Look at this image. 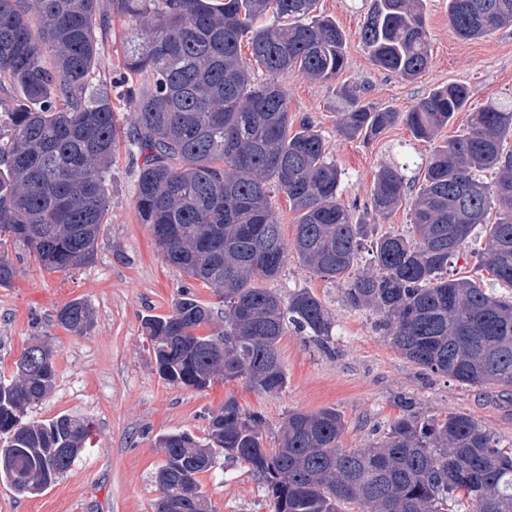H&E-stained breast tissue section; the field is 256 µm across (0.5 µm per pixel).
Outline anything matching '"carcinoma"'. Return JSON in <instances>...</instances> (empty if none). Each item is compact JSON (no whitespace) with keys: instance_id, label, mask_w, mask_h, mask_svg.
Wrapping results in <instances>:
<instances>
[{"instance_id":"cac0c4a2","label":"carcinoma","mask_w":512,"mask_h":512,"mask_svg":"<svg viewBox=\"0 0 512 512\" xmlns=\"http://www.w3.org/2000/svg\"><path fill=\"white\" fill-rule=\"evenodd\" d=\"M133 28L116 82L132 112L130 153L138 165L135 207L159 253L187 277L213 288L224 331L201 336L209 306L183 290L172 312L144 320L159 375L204 390L242 380L258 393L288 384L278 343L288 326L327 350L331 316L311 291L283 298L263 282L280 276L288 249L327 279H342L367 236L366 223L339 200L342 172L309 121L291 129L288 97L274 76L299 71L332 82L345 66L346 37L317 13V0H109ZM100 0H0V84L17 88L0 125V238L20 242L49 272L94 261L109 209L119 145L112 97L94 83ZM448 24L462 39L512 26V0H448ZM251 58L271 79L257 82ZM370 62L406 80L430 62L424 0H373L360 29ZM468 87L430 90L407 112L361 102L348 86L337 98L338 130L372 141L398 122L430 141L459 112ZM512 108L496 101L468 113L461 134L434 147L410 204V235L385 233L372 244L375 273L345 288L352 308L379 314L377 330L409 362L471 387L512 388V299L481 278L448 277L480 228L476 267L512 287ZM491 171L495 180H480ZM298 213L292 242L271 205V190ZM396 165H382L370 206L385 221L406 197ZM496 222L487 223L490 212ZM56 320L82 334L94 324L75 299ZM54 350L29 345L0 374V482L16 494L54 484L91 445L92 425L77 415L25 422L28 408L55 385ZM259 415L229 397L210 417L202 442L187 431L157 444L154 482L162 512H211L197 475L214 449L248 463L269 512H512V448L473 417H424L405 406L367 448L339 445L345 429L334 408L292 411L278 444L264 446Z\"/></svg>"}]
</instances>
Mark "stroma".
I'll return each instance as SVG.
<instances>
[{
	"label": "stroma",
	"mask_w": 512,
	"mask_h": 512,
	"mask_svg": "<svg viewBox=\"0 0 512 512\" xmlns=\"http://www.w3.org/2000/svg\"><path fill=\"white\" fill-rule=\"evenodd\" d=\"M371 7L372 0H318V13L334 19L346 35V68L335 84L318 83L298 72L281 75L278 82L288 94L293 119L310 118L323 137L329 157L343 171L340 200L367 223L368 236L374 239L387 232H410L408 206L385 222L369 210L381 164L402 166L411 190H418L435 142L459 134L467 112L491 100L512 102V27L463 40L448 25V0H424L430 63L422 77L407 81L368 59L359 31ZM340 83L356 88L362 102L398 112L448 83L467 85L470 99L466 112L443 127L435 141L417 139L398 123L367 144L336 129ZM113 103L120 144L93 263L66 275L49 273L22 243H0L16 269L11 285L0 287V369L12 371L32 339L50 342L55 386L28 409L26 418L45 422L63 414L86 417L95 426L93 446L40 494L21 497L0 483V512H154L160 496L154 473L163 461L157 437L174 431L206 437L210 413L231 396L244 410L261 416L268 448L274 447L288 412L327 407L336 408L345 421L341 447H368L400 414L402 398L426 417L470 415L502 446L512 447V390L474 388L421 370L376 332L378 314L347 305L346 280L321 277L293 254L267 286L283 296L305 288L324 303L334 321L332 352L287 331L279 350L288 385L277 394H256L241 381H219L200 391L161 379L148 351L144 319L170 314L186 285L214 309L201 334L219 333L224 315L214 308L212 289L162 260L149 225L142 223L134 205L138 168L129 159L127 144L129 109L121 97ZM74 299L85 301L94 317L93 327L80 335L56 321L58 310ZM198 480L212 512H267L263 486L248 464L225 458L223 451H216L211 469Z\"/></svg>",
	"instance_id": "35a3bbf8"
}]
</instances>
